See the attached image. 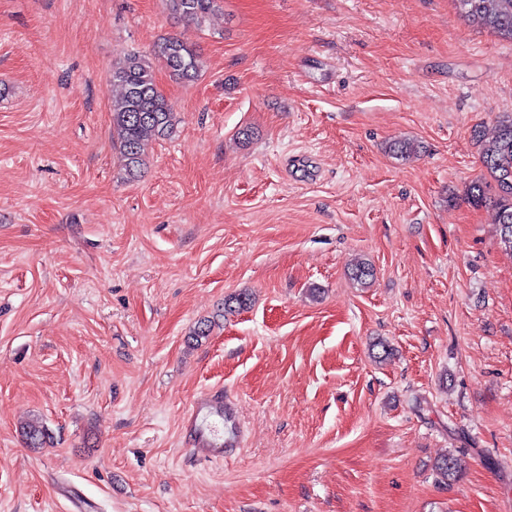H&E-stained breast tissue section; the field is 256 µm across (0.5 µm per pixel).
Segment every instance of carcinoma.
Returning <instances> with one entry per match:
<instances>
[{
    "label": "carcinoma",
    "mask_w": 512,
    "mask_h": 512,
    "mask_svg": "<svg viewBox=\"0 0 512 512\" xmlns=\"http://www.w3.org/2000/svg\"><path fill=\"white\" fill-rule=\"evenodd\" d=\"M179 17L200 23L219 7L221 0H170ZM460 12L476 26L512 39V0H456ZM158 56L170 73L182 80L193 79L201 68V53L176 38H167L159 46ZM112 83L121 88L112 100V125L118 134V152L127 175L141 176L145 150L149 142L166 139L174 132L172 106L158 87L152 63L145 56L130 52L112 64ZM480 146L482 167L495 184L493 197L487 196V183L477 181L470 187V199L476 204L492 201L499 225L500 244L512 255V113L498 116L497 130L491 140L474 135ZM26 443L42 448L51 440L45 426L28 422L21 426ZM462 457L449 453L434 464L437 479L446 484L461 472Z\"/></svg>",
    "instance_id": "obj_1"
}]
</instances>
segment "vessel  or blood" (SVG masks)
Instances as JSON below:
<instances>
[{"instance_id":"1","label":"vessel or blood","mask_w":512,"mask_h":512,"mask_svg":"<svg viewBox=\"0 0 512 512\" xmlns=\"http://www.w3.org/2000/svg\"><path fill=\"white\" fill-rule=\"evenodd\" d=\"M229 414L223 391L213 390L195 398L184 427L193 434L195 445L207 448L211 457L220 458L224 455V422Z\"/></svg>"}]
</instances>
